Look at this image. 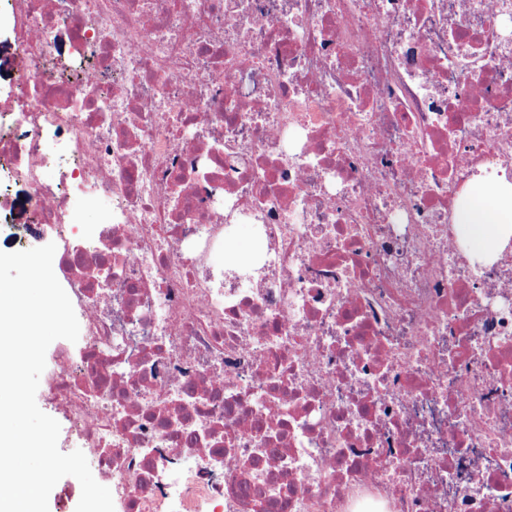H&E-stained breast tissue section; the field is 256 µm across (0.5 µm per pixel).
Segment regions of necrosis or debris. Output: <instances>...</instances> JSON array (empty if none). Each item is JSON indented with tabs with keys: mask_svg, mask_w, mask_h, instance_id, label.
<instances>
[{
	"mask_svg": "<svg viewBox=\"0 0 512 512\" xmlns=\"http://www.w3.org/2000/svg\"><path fill=\"white\" fill-rule=\"evenodd\" d=\"M508 18L5 0L0 223L56 245L80 333L45 399L114 512H512V262L452 222L512 171Z\"/></svg>",
	"mask_w": 512,
	"mask_h": 512,
	"instance_id": "4bbe7bcc",
	"label": "necrosis or debris"
}]
</instances>
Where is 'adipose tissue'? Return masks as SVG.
Segmentation results:
<instances>
[{
  "instance_id": "ef3b65f1",
  "label": "adipose tissue",
  "mask_w": 512,
  "mask_h": 512,
  "mask_svg": "<svg viewBox=\"0 0 512 512\" xmlns=\"http://www.w3.org/2000/svg\"><path fill=\"white\" fill-rule=\"evenodd\" d=\"M470 258L501 257L512 242V181L501 180L488 187L473 184L466 204L453 215Z\"/></svg>"
}]
</instances>
